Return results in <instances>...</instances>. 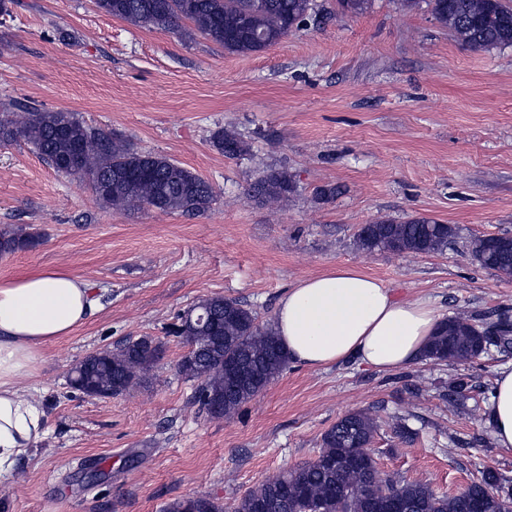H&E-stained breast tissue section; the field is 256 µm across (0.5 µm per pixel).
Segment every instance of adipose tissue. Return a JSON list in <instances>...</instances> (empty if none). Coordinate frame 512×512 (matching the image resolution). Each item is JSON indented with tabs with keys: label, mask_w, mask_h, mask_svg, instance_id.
I'll return each instance as SVG.
<instances>
[{
	"label": "adipose tissue",
	"mask_w": 512,
	"mask_h": 512,
	"mask_svg": "<svg viewBox=\"0 0 512 512\" xmlns=\"http://www.w3.org/2000/svg\"><path fill=\"white\" fill-rule=\"evenodd\" d=\"M96 307L89 283L58 269L0 282V476L47 432L41 402L22 395L18 379L33 375L45 345L70 336ZM440 320L430 302L396 298L377 278L339 266L289 288L272 328L294 364L317 369L351 359L392 371L421 356ZM490 422L498 447L511 449L512 366L497 372Z\"/></svg>",
	"instance_id": "adipose-tissue-1"
}]
</instances>
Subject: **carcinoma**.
Segmentation results:
<instances>
[{
  "label": "carcinoma",
  "mask_w": 512,
  "mask_h": 512,
  "mask_svg": "<svg viewBox=\"0 0 512 512\" xmlns=\"http://www.w3.org/2000/svg\"><path fill=\"white\" fill-rule=\"evenodd\" d=\"M428 4L433 17L461 45L477 51L512 47L509 0H428ZM96 6L133 25L167 29L184 39L200 34L241 55L265 51L320 13L317 0H96ZM336 7L345 15H361L370 9L371 0H336ZM183 21L191 27L181 28ZM20 140L33 145L56 171L87 179L96 197L116 210L152 208L199 215L215 201L213 186L199 175L161 154L136 152L124 140L105 135L70 112L23 108L0 114V142ZM212 143L228 158L248 151L246 141L229 130L215 131ZM293 192L286 169L272 171L250 187V196L261 205L285 203ZM455 234L448 224L420 217L399 224H366L355 241L367 252L437 253L448 248ZM39 242L33 232L3 230L0 255ZM467 253L480 267L512 277L508 235H501L496 244L474 237ZM177 319L176 337L188 347L177 368L198 382L194 402L210 417L235 414L288 367V355L272 328L256 323L253 310L235 299H202ZM485 336L497 346L512 343L509 310H502L490 326L465 310L444 319L424 358L471 363L485 353L481 347ZM162 353V342L150 336L129 339L81 360L71 386L80 392L95 390L102 398L119 396L145 383ZM226 359L248 366L251 378L226 370ZM472 389L471 379L457 378L448 386V400L463 405ZM377 428L376 417L368 410L340 417L322 434L314 460L267 478L237 499L230 512H379L380 504L390 499L417 512H512V493L507 491L496 498L471 486L448 497L424 483L381 478L369 450ZM166 512H224V508L199 496L174 501Z\"/></svg>",
  "instance_id": "obj_1"
}]
</instances>
